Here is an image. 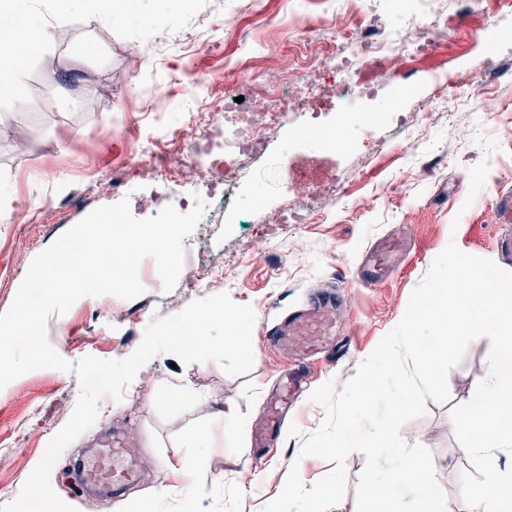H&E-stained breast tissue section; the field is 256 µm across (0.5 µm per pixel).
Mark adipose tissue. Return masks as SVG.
Masks as SVG:
<instances>
[{
	"mask_svg": "<svg viewBox=\"0 0 512 512\" xmlns=\"http://www.w3.org/2000/svg\"><path fill=\"white\" fill-rule=\"evenodd\" d=\"M80 0H0V94L14 95L21 60L45 52L51 19L75 12Z\"/></svg>",
	"mask_w": 512,
	"mask_h": 512,
	"instance_id": "ef3b65f1",
	"label": "adipose tissue"
}]
</instances>
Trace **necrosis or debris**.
<instances>
[{"label": "necrosis or debris", "mask_w": 512, "mask_h": 512, "mask_svg": "<svg viewBox=\"0 0 512 512\" xmlns=\"http://www.w3.org/2000/svg\"><path fill=\"white\" fill-rule=\"evenodd\" d=\"M329 28L348 44V51L337 52V42L324 43L318 64L306 71L304 77L311 90L319 88L322 79L334 78L337 93L346 100L363 92L361 72L367 68L377 72V85L402 93V86L390 80L394 64L405 53L432 46L447 32L446 27L433 24L384 37L370 27L353 30L337 20L331 21ZM497 55V42H485L484 69L465 75L460 82L442 73H430L429 81L437 90V101L452 103L460 83H482L487 73L495 70ZM298 104V99L285 97L279 76L256 72L225 74L223 97L205 102L204 130L190 124L184 126L177 133L184 144L180 150L162 149L150 141L139 142L126 165L114 168L111 178L99 184L98 190L120 192L128 184V168L134 167L141 175L163 185L186 182L203 191L215 203L213 217H220L241 173L263 160L272 131L283 123L288 110ZM341 192L339 184L322 185L312 193L309 203L284 204L272 221L310 223L318 205L335 204Z\"/></svg>", "instance_id": "4bbe7bcc"}]
</instances>
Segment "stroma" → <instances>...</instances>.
<instances>
[{
  "label": "stroma",
  "instance_id": "stroma-1",
  "mask_svg": "<svg viewBox=\"0 0 512 512\" xmlns=\"http://www.w3.org/2000/svg\"><path fill=\"white\" fill-rule=\"evenodd\" d=\"M342 18L361 15L365 24L389 35L396 29L447 21L448 36L436 46L413 51L398 61L394 77L411 95L395 102L389 91L366 100L373 112L405 110L416 127L412 144L365 128L348 114L333 91L310 103L333 122L350 151H329L296 133L307 122L291 111L273 135L266 158L240 179L237 196L219 224H200L184 239L189 264L172 290H165L152 259L139 267L141 296H86L65 314L52 315L47 337L55 351L74 362L92 355L121 359L139 346L154 316L169 317L192 301L225 293L252 305L253 364L238 376L214 362L179 363L167 352L141 367L142 382L122 399L102 396L95 424L68 445L54 465L53 490L78 512H130L138 504L158 512H261L276 498L290 469H298L305 487L328 474L332 462L302 455L307 435L325 419L324 408L303 401L288 419L275 446L251 445L255 422L288 361L266 347L271 325L302 307L317 288H346L337 312V340L344 357L309 362L313 385L329 379L344 383L403 317L409 296L448 242L465 253L494 261L512 271V258L496 251L504 222L501 196H512V11L501 0H481L478 10L461 11L455 0H435L421 9L415 0H134L124 21L102 19L93 0L55 23L54 57L66 68L60 82L49 60L34 59L25 68L22 96L29 103L13 136L0 138V190L13 195L11 215L0 218V313L13 302L32 260L65 231L113 195L97 193L95 180L110 177L136 143L155 140L173 146L174 134L192 113L180 93L183 85L205 81L212 94L224 90L226 70L248 67L279 74L291 97H300V77L288 70L290 15L310 14L313 47L327 38L321 23L333 6ZM172 22L171 46L160 59L135 56L136 46L152 40L155 26ZM503 35L499 68L483 87L466 86L455 111L423 113L420 104L434 98L430 72L468 71L480 62L483 38ZM167 102L153 110L155 89ZM493 138L497 152L485 153L480 138ZM489 158L484 189L469 198L468 170ZM319 181L341 182L343 192L315 224H272L269 218L286 199L295 198V171ZM409 235L418 251L372 288L354 284V272L380 239ZM490 343L474 340L448 375L449 397L427 401L425 416L401 430L410 444L427 447L436 478L447 497V512H464L458 496L460 477L470 459L458 451L450 427L455 407L468 403L489 370ZM184 390L179 405L167 394ZM80 393L76 374L53 368L30 371L0 390V505L14 500L41 461L50 440L66 424ZM242 424L239 435L208 449L197 485L203 495L185 492L183 476L173 470L190 456L184 435L203 430L216 410ZM123 434L141 454L142 482L115 497L80 489L72 471L109 435ZM177 493L166 499L165 488Z\"/></svg>",
  "mask_w": 512,
  "mask_h": 512
}]
</instances>
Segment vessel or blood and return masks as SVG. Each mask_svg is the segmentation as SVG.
<instances>
[{"mask_svg": "<svg viewBox=\"0 0 512 512\" xmlns=\"http://www.w3.org/2000/svg\"><path fill=\"white\" fill-rule=\"evenodd\" d=\"M411 250L408 239L388 237L375 245L367 254L359 273L358 283L370 288L377 284L378 270L392 266L394 261ZM336 339V295L326 293L310 299L307 305L285 316L268 332L267 342L274 349L296 358L320 352ZM280 402L270 403L263 428L254 432L252 444L257 448L269 447L281 421ZM84 480L90 484L122 488L137 484L141 479L140 457L120 436L104 443L82 470Z\"/></svg>", "mask_w": 512, "mask_h": 512, "instance_id": "vessel-or-blood-1", "label": "vessel or blood"}]
</instances>
